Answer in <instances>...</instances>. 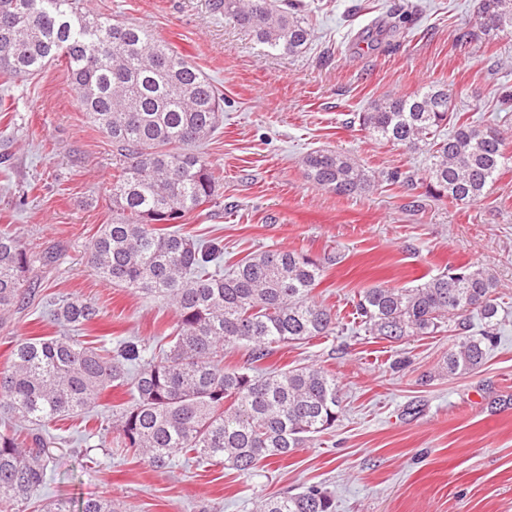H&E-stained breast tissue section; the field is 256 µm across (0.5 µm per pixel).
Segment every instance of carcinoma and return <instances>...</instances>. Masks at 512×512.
I'll return each mask as SVG.
<instances>
[{"label":"carcinoma","mask_w":512,"mask_h":512,"mask_svg":"<svg viewBox=\"0 0 512 512\" xmlns=\"http://www.w3.org/2000/svg\"><path fill=\"white\" fill-rule=\"evenodd\" d=\"M213 8L248 29L268 50L305 52L313 28L303 0H213ZM479 29L512 32V0H478ZM62 60L81 111L116 148L112 174L116 217L88 246L99 277L171 304L175 324L164 344L119 339L87 346L73 336L26 338L0 374V512H21L47 483L66 440L54 420L87 413L102 395L127 388L133 403L117 412L118 444L159 470L181 454L199 466L222 465L244 476L288 457L331 429L341 409L335 376L320 367L262 368L280 344L331 336L337 314L314 299L325 265L303 252L257 253L221 269L224 247L170 225L218 196L221 177L193 148L222 120L224 99L188 58L138 25L84 12L79 0H0V75H31ZM361 129L428 154L427 193L472 205L512 161L506 137L450 111L448 89L378 100L357 114ZM452 126L448 136L443 128ZM308 181L352 195L375 182L350 157L313 151ZM50 256L29 253L0 230V315L28 292V275ZM497 280L478 264L451 268L407 288L375 284L359 292L355 314L365 330L391 342L433 336L450 322L466 331L477 312L483 333L456 344L443 369L464 376L480 369L498 325ZM81 296L63 300L53 320L78 330L99 317ZM250 351L247 365L224 368V344ZM46 512H122L118 500L88 497L72 510L58 499ZM256 512H335L318 486L263 498Z\"/></svg>","instance_id":"obj_1"}]
</instances>
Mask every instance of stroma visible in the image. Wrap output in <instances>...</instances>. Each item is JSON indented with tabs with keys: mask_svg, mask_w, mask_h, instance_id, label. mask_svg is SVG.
I'll use <instances>...</instances> for the list:
<instances>
[{
	"mask_svg": "<svg viewBox=\"0 0 512 512\" xmlns=\"http://www.w3.org/2000/svg\"><path fill=\"white\" fill-rule=\"evenodd\" d=\"M314 39L289 56L267 51L215 12L212 0H84L85 10L140 25L189 56L224 96L219 128L198 151L223 176L213 203L188 213L180 232L223 244L237 261L273 249L321 258L327 267L316 300L338 313L334 335L276 347L270 365H315L333 374L342 413L306 448L248 478L224 466L183 464L157 470L115 447L109 419L130 402L107 393L92 415L98 471L82 472L84 424H51L67 445L53 478L24 512H44L57 498L117 497L128 512H253L258 500L330 491L336 512H512V167L473 205L438 201L420 180L424 154L361 131L358 112L371 102L447 83L455 111L512 134V34L459 40L476 0H305ZM410 6L413 22L371 47L356 41L389 11ZM0 228L55 261L30 276V300L0 320V373L24 338L53 336L50 312L81 295L99 317L80 341L159 340L174 320L162 298L106 283L86 261L92 235L115 216L112 142L78 104L60 62L38 73L0 79ZM345 154L378 174L369 190L347 196L309 183L305 156ZM400 170L409 186L384 181ZM480 264L498 280V344L476 372L440 371L456 332L394 343L368 335L353 318L358 292L375 283L412 287L422 276Z\"/></svg>",
	"mask_w": 512,
	"mask_h": 512,
	"instance_id": "1",
	"label": "stroma"
}]
</instances>
